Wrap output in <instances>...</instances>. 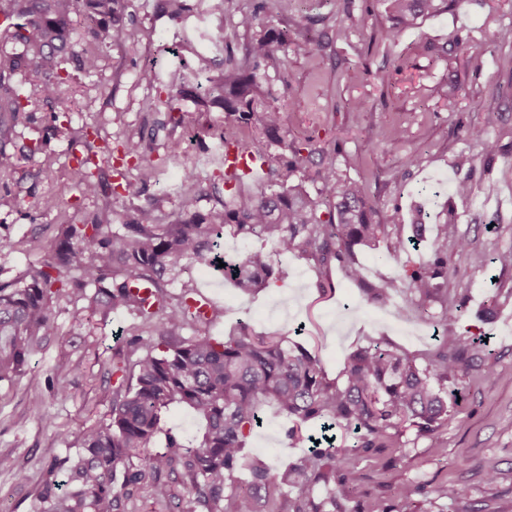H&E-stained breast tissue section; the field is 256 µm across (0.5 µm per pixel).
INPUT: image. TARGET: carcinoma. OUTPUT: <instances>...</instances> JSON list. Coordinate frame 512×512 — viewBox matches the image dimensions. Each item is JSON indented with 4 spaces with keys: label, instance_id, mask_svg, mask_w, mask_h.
<instances>
[{
    "label": "carcinoma",
    "instance_id": "cac0c4a2",
    "mask_svg": "<svg viewBox=\"0 0 512 512\" xmlns=\"http://www.w3.org/2000/svg\"><path fill=\"white\" fill-rule=\"evenodd\" d=\"M102 21L92 30L100 45L135 43L139 31L118 23L124 0H91ZM394 24L382 31L393 39L415 20L455 6L457 0H389ZM78 0H7L14 26L11 37L24 47L22 54L0 58V79L26 66L39 75L34 93L46 100L70 95V76L61 71V56L68 52L86 72L97 69V52L68 42L70 18ZM266 0H257L242 14L239 26L251 29L262 21ZM288 43V32L273 27L252 41L244 62L224 69L215 102L229 118L220 132L226 145L266 154L270 145L290 153L284 162L267 161L255 179L235 181L224 176L223 208L207 215L193 211L191 194L195 174L185 170L186 191L182 216L175 224H156L152 210L142 208L128 224L114 228L111 204L89 224H62L55 244L43 249L35 238L29 250L44 252L39 266L18 282L0 283V382L24 374L31 356L56 332L49 303L54 298L90 296L89 310L106 316L126 309L141 322L130 351L145 355L129 362L118 352L112 359L117 385L112 396V419L105 426L83 430L75 455L55 459L38 494L40 512H124V501L148 486L153 495L172 498L167 477L183 485L186 496L177 512H348L354 498L351 462L367 455L408 429L419 434L448 427L457 397L463 396L462 365L472 356V345L454 332L462 315L445 304L439 317L443 334L435 335V349L424 362L383 340H373L348 357L340 377L326 378L319 359L288 337L255 334L245 325L223 338L200 327L218 316L202 315L192 305L196 287L181 284L174 295L168 285L194 262L213 260L224 235L244 240L273 241L282 252L311 258L321 266L332 261L351 265L350 275L361 278L354 266L357 246L380 239L383 225L372 219L362 183L342 178L336 166L315 163L312 140L288 139L283 113L269 101L262 84L267 64L277 47ZM28 97L18 91L0 95V144L8 139L12 123L25 111ZM142 136L121 144L118 160L134 161L145 177L158 165L142 150ZM89 157L76 160L71 177L84 196L99 193L107 199L126 189L123 183L101 184ZM299 175L300 183L288 184ZM318 185L314 199L305 184ZM328 206L325 213L319 207ZM426 225H412V235L391 243L390 256L407 253L427 241ZM433 260L413 268L400 279H383L367 289L370 302L393 305L401 292L420 304L439 296L436 280H448V256L437 242L452 240L475 265L486 264L477 242L458 232L453 209L435 225ZM230 280L244 291L268 288L288 278L274 267L261 248H252L228 265ZM193 331L186 336L184 332ZM184 405L204 422L203 433L185 441L164 428L170 406ZM266 404L275 405L291 421L290 439L312 444L299 460L277 469L244 454L248 438L260 424ZM320 421L321 438L302 431ZM353 433L337 445L327 435L335 427ZM326 443L322 448L315 444ZM65 471L67 489L59 491L56 473ZM246 470L241 483L236 474ZM410 483L397 487L394 497L401 512H413ZM437 500H456L463 490L446 483L431 489Z\"/></svg>",
    "mask_w": 512,
    "mask_h": 512
}]
</instances>
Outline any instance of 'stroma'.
<instances>
[{
	"instance_id": "stroma-1",
	"label": "stroma",
	"mask_w": 512,
	"mask_h": 512,
	"mask_svg": "<svg viewBox=\"0 0 512 512\" xmlns=\"http://www.w3.org/2000/svg\"><path fill=\"white\" fill-rule=\"evenodd\" d=\"M253 3L225 0L223 12L213 14L208 0H186V11L174 19L163 0H128L123 22L139 30L137 43L100 47L99 66L90 73L72 58L63 60L72 96L64 102L33 99L5 144L14 166L0 179V195L9 198L0 206V234L17 248L0 252V282L15 281L35 265L29 239L53 243L61 221L90 223L104 205H111L116 224L140 208L152 209L157 223H174L179 175L187 168L200 167L206 176L195 189V211L221 209L224 194L212 183L224 175L215 134L225 114L203 101L197 70L204 65L210 77H219L227 58L241 59L265 26L296 29L299 41L279 47L275 63L265 69V85L289 137L312 139L320 160L364 184L384 239L357 248L359 280L339 263L322 268L265 243L288 277L254 295L193 265L190 279L219 311L209 331L224 336L244 325L297 340L317 355L331 380L351 351L378 337L422 355L433 345L440 304L422 307L400 294L396 308H382L369 302L365 288L428 259L424 246L395 259L387 252L389 241L408 235L418 205L433 217L453 207L460 234L474 238L487 255L512 249V43L496 38L500 29L512 27V0H460L419 18L392 41L381 37L391 24L386 0H288L284 11L270 0L267 25L246 30L238 21ZM342 25L348 28L343 38L337 34ZM147 70L153 80L144 78ZM448 84L459 89L452 102L443 97ZM360 99L365 108H356ZM399 126L406 134L397 142L393 131ZM86 127L96 134L85 140L79 133ZM472 128L487 129L497 143L494 155L469 137ZM136 132L143 135L144 150L163 162L157 175L145 178L129 168L130 189L112 202L76 199L70 175L75 158L91 157L101 179L112 182L107 151ZM176 141L182 152L172 160L169 148ZM459 179L468 180L469 196L453 195ZM47 195L68 202L66 215L37 209ZM441 248L452 270L447 297L464 310L455 332L486 341L487 357L469 368L445 431L422 437L407 431L400 443L356 461V512H369L379 499L395 505L394 488L407 482L422 488L414 497L416 512H512V269L480 268L452 243ZM494 294L501 305L488 319L483 303ZM51 312L56 333L23 377L0 383V454L14 462L0 468V512H33L48 463L74 454L86 427L109 423L112 354L128 348L138 323L128 312L101 316L86 311L84 301L65 297L52 301ZM491 369L499 380H487ZM56 379L65 381L66 394L49 390ZM37 392L44 397L38 416L30 409ZM289 426L274 407H265L246 454L275 466L296 461L305 450L292 446ZM491 470L498 474L493 482ZM445 482L461 488L462 497L433 501L431 488Z\"/></svg>"
}]
</instances>
